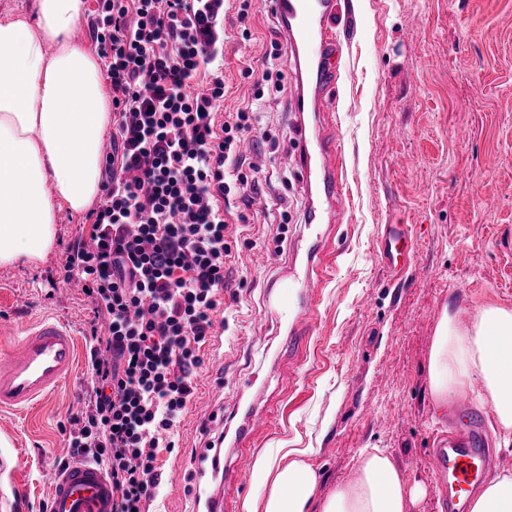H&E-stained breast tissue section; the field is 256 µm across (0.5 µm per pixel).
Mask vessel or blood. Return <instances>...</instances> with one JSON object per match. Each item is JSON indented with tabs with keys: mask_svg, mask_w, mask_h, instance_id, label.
Here are the masks:
<instances>
[{
	"mask_svg": "<svg viewBox=\"0 0 512 512\" xmlns=\"http://www.w3.org/2000/svg\"><path fill=\"white\" fill-rule=\"evenodd\" d=\"M282 22L290 50H302L307 82L300 85L294 110H317L320 94L336 74L334 58L338 51L335 0H260ZM338 141L299 134L295 157L302 181L312 200L305 213V259L291 266L288 282L281 289L275 316L288 328V351L298 352L304 330L300 311L316 306L319 290L328 270L323 265L327 240L322 226L332 213V204L344 191L335 166ZM0 335L9 342L0 348V412L24 411L46 400L69 380L77 365V341L71 328L52 317L17 326L1 319ZM268 421L267 413L247 407L234 427L216 422L238 458H246L255 432ZM433 471L445 488L444 512H462L470 495L479 487L494 463L483 424L469 417L466 425L451 431L430 451ZM49 512H112V485L99 467L81 464L50 472Z\"/></svg>",
	"mask_w": 512,
	"mask_h": 512,
	"instance_id": "vessel-or-blood-1",
	"label": "vessel or blood"
}]
</instances>
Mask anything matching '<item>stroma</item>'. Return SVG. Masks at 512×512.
Listing matches in <instances>:
<instances>
[{"instance_id":"35a3bbf8","label":"stroma","mask_w":512,"mask_h":512,"mask_svg":"<svg viewBox=\"0 0 512 512\" xmlns=\"http://www.w3.org/2000/svg\"><path fill=\"white\" fill-rule=\"evenodd\" d=\"M337 8V84L301 119L292 107L289 54L281 56L280 88L252 99L279 29L276 16L255 2L242 21L234 4L226 6L224 109L249 105L259 114L251 156L261 167L252 194L258 219L237 227V287L224 299L229 327L205 352L154 512H195L199 481L231 512L263 494L249 464L228 482L195 477L205 423L220 414L238 421L236 394L254 375L267 388L251 389V397L275 406L254 437V454L280 459L286 449H307L324 497L356 479L363 449L382 448L416 493L409 512H442L429 461L436 436L449 425L428 385L435 326L448 303L465 322L490 304L512 307V0H337ZM301 122L326 134L341 131L348 195L328 229L337 264L311 315L304 350L287 361L275 357L285 338L270 309L305 233L307 196L297 167L278 159L295 153ZM267 132L277 148L264 140ZM86 222L60 211L56 246L45 262L0 267V318L19 325L60 318L77 334L81 353L73 379L45 404L0 414L8 440L0 446V512L18 502L24 512H46L47 473L80 460L66 438L73 404L85 397L93 304L81 285L61 280L65 254ZM389 224L407 225L410 234L400 274L379 251ZM289 367L295 383L285 389L279 375Z\"/></svg>"}]
</instances>
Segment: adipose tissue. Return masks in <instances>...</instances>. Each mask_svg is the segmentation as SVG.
<instances>
[{
    "mask_svg": "<svg viewBox=\"0 0 512 512\" xmlns=\"http://www.w3.org/2000/svg\"><path fill=\"white\" fill-rule=\"evenodd\" d=\"M82 17L83 0H35L32 15H0V267L45 261L59 210L84 214L100 192L111 99L99 60L71 40ZM428 381L439 408L479 384L496 406L502 446H512V308L486 306L468 324L443 310ZM358 470L323 498L305 451L285 465L259 456L254 474L270 488L244 512H408L414 493L387 452L362 451ZM470 512H512V474L486 482Z\"/></svg>",
    "mask_w": 512,
    "mask_h": 512,
    "instance_id": "ef3b65f1",
    "label": "adipose tissue"
}]
</instances>
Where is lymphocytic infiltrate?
<instances>
[{"mask_svg": "<svg viewBox=\"0 0 512 512\" xmlns=\"http://www.w3.org/2000/svg\"><path fill=\"white\" fill-rule=\"evenodd\" d=\"M97 3L112 151L65 259L95 304L90 393L67 441L103 465L112 512H149L219 325L229 228L247 223L260 172L239 145L259 118L223 109L224 0Z\"/></svg>", "mask_w": 512, "mask_h": 512, "instance_id": "f902f5d3", "label": "lymphocytic infiltrate"}]
</instances>
